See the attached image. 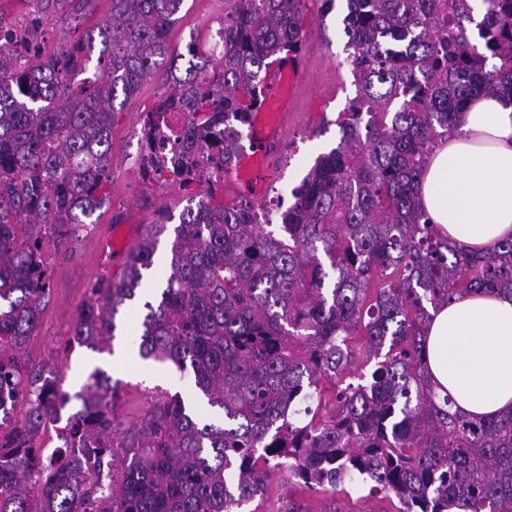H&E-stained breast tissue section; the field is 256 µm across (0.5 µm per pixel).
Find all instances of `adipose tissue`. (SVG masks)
Segmentation results:
<instances>
[{
    "label": "adipose tissue",
    "instance_id": "1",
    "mask_svg": "<svg viewBox=\"0 0 512 512\" xmlns=\"http://www.w3.org/2000/svg\"><path fill=\"white\" fill-rule=\"evenodd\" d=\"M419 202L456 244L490 251L512 237V100L467 104L457 132L434 148ZM427 372L457 410L492 418L512 409V294H470L433 314Z\"/></svg>",
    "mask_w": 512,
    "mask_h": 512
}]
</instances>
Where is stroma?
I'll return each instance as SVG.
<instances>
[{
    "mask_svg": "<svg viewBox=\"0 0 512 512\" xmlns=\"http://www.w3.org/2000/svg\"><path fill=\"white\" fill-rule=\"evenodd\" d=\"M344 15V0H335L333 11L326 17H319L314 11L305 14L303 31L308 63L297 91L296 110L272 155L273 175L261 197L263 204L290 194L316 158L338 142L335 120L356 94L353 76L345 63ZM223 20L224 0H185L169 33L170 45L181 52L190 39L206 41L209 31L218 28ZM20 26L37 28L38 47L45 57L79 38L73 21L62 14L56 0H0V31ZM169 81L168 66L157 67L141 84L132 105L119 115L112 132L110 197L92 215L90 233L70 243L66 250L47 252L51 301L26 349L31 366L52 371L63 389L72 393L80 391L94 369L104 370L119 383L115 412L126 424L136 419L133 406H146L158 394L188 396L193 386L191 376L169 364L156 367L139 358L126 357L133 328L142 312L141 301L120 309L107 353L74 343L75 312L97 279L116 281L122 275V265L102 257L99 251L100 240L110 234L115 223L135 224L144 229L164 213L169 215L171 224H178L189 198L202 190L195 183L184 189L145 184L138 168L132 165L140 152L142 115L168 90ZM291 498L305 500L313 512L334 505L342 512H392L394 508L389 500L365 497L363 489L351 483L331 501L302 489L294 481L277 480L260 510L276 512Z\"/></svg>",
    "mask_w": 512,
    "mask_h": 512,
    "instance_id": "1",
    "label": "stroma"
}]
</instances>
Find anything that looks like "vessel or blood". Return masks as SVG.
<instances>
[{"label":"vessel or blood","instance_id":"vessel-or-blood-1","mask_svg":"<svg viewBox=\"0 0 512 512\" xmlns=\"http://www.w3.org/2000/svg\"><path fill=\"white\" fill-rule=\"evenodd\" d=\"M306 65V57L292 56L274 64L267 72L265 98L253 114L248 146L224 173V189L232 196L260 198L272 176L271 148L284 134L295 87Z\"/></svg>","mask_w":512,"mask_h":512}]
</instances>
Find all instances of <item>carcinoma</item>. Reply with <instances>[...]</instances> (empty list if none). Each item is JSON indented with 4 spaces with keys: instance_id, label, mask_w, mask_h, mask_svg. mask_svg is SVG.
<instances>
[{
    "instance_id": "cac0c4a2",
    "label": "carcinoma",
    "mask_w": 512,
    "mask_h": 512,
    "mask_svg": "<svg viewBox=\"0 0 512 512\" xmlns=\"http://www.w3.org/2000/svg\"><path fill=\"white\" fill-rule=\"evenodd\" d=\"M183 3L111 0L46 62L32 60L29 32L0 35V400L26 405L22 422L0 421V512H242L280 477L330 494L358 481L397 512H512V412L474 420L436 401L424 353L430 310L512 292V239L487 253L458 246L418 202L430 153L468 101L512 98V0H484L477 23L469 0H346L356 95L277 224L249 199L224 206L214 171L141 156L145 183L206 190L179 216L165 287L143 303L132 344L190 373L219 419L175 394L123 427L106 372L71 395L23 362L50 299L43 245L78 239L104 205L112 130L141 83L169 62L142 135L188 112L172 152L217 142L228 168L271 58L306 52V0H224L222 52L192 41L177 54L168 34ZM95 50L98 75L71 91ZM166 230L151 225L120 280L90 288L78 344L113 338ZM74 399L59 445L43 446Z\"/></svg>"
}]
</instances>
